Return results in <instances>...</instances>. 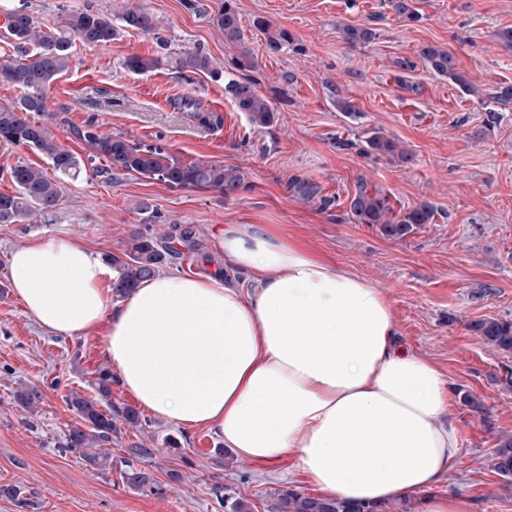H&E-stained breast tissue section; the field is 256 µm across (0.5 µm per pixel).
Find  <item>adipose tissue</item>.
Instances as JSON below:
<instances>
[{
	"label": "adipose tissue",
	"instance_id": "ef3b65f1",
	"mask_svg": "<svg viewBox=\"0 0 512 512\" xmlns=\"http://www.w3.org/2000/svg\"><path fill=\"white\" fill-rule=\"evenodd\" d=\"M221 245L254 290L158 274L115 303L104 261L63 237L15 250L9 278L50 334L106 325L118 383L155 417L211 430L247 462L295 453L328 498L419 491V512H472L467 497L429 493L461 451L452 394L431 360L400 347L387 295L279 224L226 225Z\"/></svg>",
	"mask_w": 512,
	"mask_h": 512
}]
</instances>
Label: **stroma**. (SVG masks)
<instances>
[{"mask_svg":"<svg viewBox=\"0 0 512 512\" xmlns=\"http://www.w3.org/2000/svg\"><path fill=\"white\" fill-rule=\"evenodd\" d=\"M22 1L48 27L66 9L89 5L114 15L122 2L0 0V13ZM142 2L160 21L155 33L121 27L103 46L73 42L42 122L83 158L91 149L78 133L94 127L186 161L238 167L244 186L227 199L134 173L89 172L65 180L56 211L39 223L0 224V485L23 488L30 501L22 508L0 497V512H225L211 494L217 484L250 512H275L273 500L257 499L255 491L310 493L295 455L243 462L211 431H185L146 411L142 439L154 455L142 466L154 492L120 479L133 433L113 438L106 471L56 447L77 421L68 391L90 395L97 370L109 365L106 329L66 337L38 328L13 294L11 253L62 235L95 254H117L130 231L144 226L175 248L170 270L211 276L224 269L219 240L228 224L284 225L386 293L402 347L436 363L457 398L461 452L435 494H467L474 512H512V490L489 464L499 436L512 434V354L486 347L468 328L486 317L512 321V102L491 97L497 85L512 82V51L497 38L512 27V0H416L414 23L396 18L384 0H235V45L211 20L218 0ZM258 17L287 30L279 52L266 49L253 26ZM345 25L376 36L349 47L339 34ZM427 44L456 56L472 91L420 60ZM245 48L255 67L243 72L237 60ZM195 49L218 62L223 80L178 72L175 59ZM131 55L162 64L136 74L124 65ZM401 59L411 69L399 68ZM246 76L275 107L268 127L252 126L224 90L226 80ZM342 100L351 111L340 110ZM376 133L398 142L412 161L371 153L366 140ZM363 184L397 211L430 204L433 222L403 239L355 223L350 202ZM184 229L191 232L185 240ZM25 385L42 394L37 414L14 400ZM466 395L475 406L463 403Z\"/></svg>","mask_w":512,"mask_h":512,"instance_id":"35a3bbf8","label":"stroma"}]
</instances>
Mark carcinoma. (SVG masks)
<instances>
[{"mask_svg":"<svg viewBox=\"0 0 512 512\" xmlns=\"http://www.w3.org/2000/svg\"><path fill=\"white\" fill-rule=\"evenodd\" d=\"M389 9L405 22H416L419 13L413 0H387ZM117 19L126 29L152 33L158 21L143 6L133 2L123 3L116 15L101 13L90 6L64 13L52 28L40 25L25 8L10 9L4 13L7 34L17 42L19 55L0 62V83L21 89L22 95L10 102H0V142L29 147L50 162L53 170L61 175L77 178L87 171V165L96 161L107 162L106 171L136 173L148 179H158L173 189H198L214 191L223 197L237 193L243 186V176L235 167L206 162H184L158 147L133 143L122 135L99 134L90 130L79 133L90 146L92 155L83 162L55 138L47 124L38 120L46 110V94L50 84L69 67L70 48L74 40L87 46L106 45L115 37L117 29L112 19ZM217 25L224 29V38L235 43L240 40V16L234 0H224L215 16ZM265 34L266 47L278 51L288 42V32L273 26L269 20L255 22ZM342 41L352 47L370 42L375 33L368 27L346 25L340 30ZM35 48L27 54L26 47ZM419 58L440 76L447 77L462 88L471 84L457 71L455 59L448 50L435 45H425L418 51ZM159 58L134 55L125 61L126 68L144 74L157 68ZM181 72L207 73L213 78L222 76V68L199 51L185 53L176 61ZM237 109L248 116L256 127L273 123V103L260 93L257 82L251 78L231 80L224 86ZM368 148L376 154L406 159V154L396 142L374 134L367 139ZM8 178L15 186L13 193H0V224L37 223L44 215L53 212L63 198L62 182L51 178L44 169L30 164H17L8 171ZM350 209L358 224H378L383 233L394 239L409 234L421 224H430L434 210L426 205L396 212L388 198L373 192L366 185L359 186ZM169 247L159 239L142 231H134L126 241L121 254L108 256L112 265V294L121 298L142 280L156 275L162 266L171 261ZM470 328L489 347L503 353H512V322L485 318L470 324ZM95 394L87 397L77 390H70L65 397L68 407L75 412L79 423L68 429L57 448L62 452H77L96 470L112 466L108 444L125 425L141 430L142 420L138 411L127 404L112 401V374L99 370L92 383ZM15 400L24 409L35 412L41 403V393L33 387H21ZM122 482L133 490L152 489L150 475L137 462L150 457L153 452L145 443H131L126 447ZM492 469L501 477L512 476V436L500 437ZM224 487L216 486L212 493L216 500L229 508V512H249L240 499L233 501L223 495ZM275 501L276 512H390L389 504H356L344 500L304 494L295 489L278 488L269 492Z\"/></svg>","mask_w":512,"mask_h":512,"instance_id":"carcinoma-1","label":"carcinoma"}]
</instances>
